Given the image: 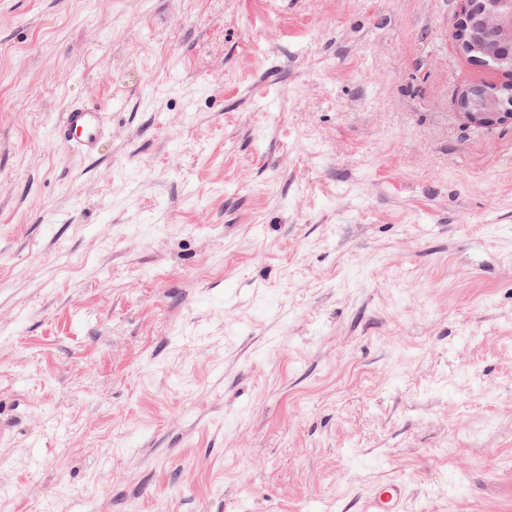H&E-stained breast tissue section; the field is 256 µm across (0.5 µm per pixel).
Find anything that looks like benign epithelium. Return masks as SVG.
<instances>
[{
  "mask_svg": "<svg viewBox=\"0 0 512 512\" xmlns=\"http://www.w3.org/2000/svg\"><path fill=\"white\" fill-rule=\"evenodd\" d=\"M451 36L470 60L512 73V0H457ZM456 107L480 126L512 123V87L473 83L460 89Z\"/></svg>",
  "mask_w": 512,
  "mask_h": 512,
  "instance_id": "1",
  "label": "benign epithelium"
}]
</instances>
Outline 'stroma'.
I'll return each instance as SVG.
<instances>
[{
    "label": "stroma",
    "instance_id": "35a3bbf8",
    "mask_svg": "<svg viewBox=\"0 0 512 512\" xmlns=\"http://www.w3.org/2000/svg\"><path fill=\"white\" fill-rule=\"evenodd\" d=\"M455 9L0 0V512H512V125L457 112ZM103 111L94 105L74 103L67 109L60 138L64 145L88 156L104 134ZM403 487L388 482L372 489L363 499L362 512H401Z\"/></svg>",
    "mask_w": 512,
    "mask_h": 512
}]
</instances>
